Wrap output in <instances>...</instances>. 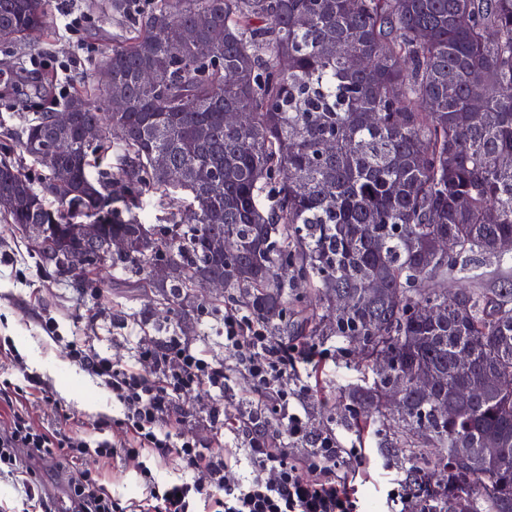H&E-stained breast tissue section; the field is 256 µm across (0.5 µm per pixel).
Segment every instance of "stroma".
<instances>
[{
  "instance_id": "stroma-1",
  "label": "stroma",
  "mask_w": 512,
  "mask_h": 512,
  "mask_svg": "<svg viewBox=\"0 0 512 512\" xmlns=\"http://www.w3.org/2000/svg\"><path fill=\"white\" fill-rule=\"evenodd\" d=\"M81 18L77 34H70L72 18ZM122 41L120 25L106 13L90 14L86 0H53L48 29L40 46L27 42H0V144L6 132L18 131L24 116L38 111L39 101L30 87L22 85L21 71L31 68L45 79L52 95L63 99L79 85L94 84L105 52ZM139 216L146 224H166L188 219L186 200L151 191L142 192ZM143 275L135 266H109L93 272L91 281L79 284L59 275L30 253L17 225L0 223V349L10 348L20 364L0 358V431L9 428L13 411H22L36 427L79 433L96 441L111 437L122 416L120 406L98 379L67 356L66 344L79 338L102 356L124 364L133 363L141 344L179 339L200 347L210 360L234 366V357L224 349V312L211 306L212 292L196 289L204 311L183 324L164 304L157 290L133 289ZM324 355L317 369L300 366L299 380L314 386L304 407L312 433L335 431L345 448H362L351 458L359 470L362 512H410L409 505H391L388 492L401 475L393 461L380 450L383 434L376 426L357 430L345 409L346 391L363 382L364 366L354 359L347 344L332 336L312 338ZM39 377L46 389L42 397L22 394L27 376ZM254 401L249 383L236 378L225 395L202 388L178 401L188 413L180 436L196 439L210 451H235L238 438L218 433L209 412L213 407L237 413ZM85 469L98 475L102 484L123 503L146 495L142 469H150L156 483L181 482L184 474L175 459L154 457L142 461L86 458ZM73 466L64 458L50 464H33L31 471L0 473V507L5 512H36L46 503L56 512L62 496L68 495Z\"/></svg>"
}]
</instances>
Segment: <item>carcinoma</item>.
Masks as SVG:
<instances>
[{
  "instance_id": "obj_1",
  "label": "carcinoma",
  "mask_w": 512,
  "mask_h": 512,
  "mask_svg": "<svg viewBox=\"0 0 512 512\" xmlns=\"http://www.w3.org/2000/svg\"><path fill=\"white\" fill-rule=\"evenodd\" d=\"M52 7L0 0V41L39 43ZM109 10L124 27L102 60L112 85L59 102L73 112L75 160L54 153L53 111L33 113L19 147L45 173L33 178L1 145L0 217L40 239L45 262L83 251L79 272L105 265V238L124 237L116 261L149 265L134 287L160 289L180 315L200 282L222 279L233 303L286 333L288 288L311 285L320 310L296 333L360 340L372 382L348 391L347 410L406 461L411 512H450L458 492L470 512H512V279L480 288L470 266L476 255L512 264L498 249L512 240V0H110ZM227 112L246 124H224ZM86 127L99 132L92 146ZM115 144L116 162L103 164ZM146 187L188 194L192 223H142ZM106 197L112 212L90 246L83 227ZM157 265L168 277L154 278ZM338 295L350 300L341 310ZM380 355L393 361L385 372ZM421 374L436 388L418 389ZM456 448L467 461L450 471Z\"/></svg>"
}]
</instances>
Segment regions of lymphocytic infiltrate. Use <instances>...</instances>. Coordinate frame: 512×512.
Listing matches in <instances>:
<instances>
[{
	"label": "lymphocytic infiltrate",
	"mask_w": 512,
	"mask_h": 512,
	"mask_svg": "<svg viewBox=\"0 0 512 512\" xmlns=\"http://www.w3.org/2000/svg\"><path fill=\"white\" fill-rule=\"evenodd\" d=\"M224 348L256 396L253 409L223 419L225 429L241 438L242 455L251 465L248 481L235 476L238 455L206 453L195 441L175 437L173 429L185 414L178 398L202 386L224 392L231 371L172 340L145 348L130 366L70 341V359L99 378L121 404L117 425L123 439L93 443L78 434H49L18 414L0 432V466L16 469L24 456L49 461L62 454L74 463L91 454L105 460L172 456L189 481L151 486L139 512H189L193 493L208 500L212 512H360L357 475L339 467L342 444L331 434L311 435L299 409L312 388L296 385L293 376L299 364L314 361L313 351L276 340L262 321L233 304L224 308ZM69 503L71 512H127L84 469L70 479Z\"/></svg>",
	"instance_id": "1"
}]
</instances>
